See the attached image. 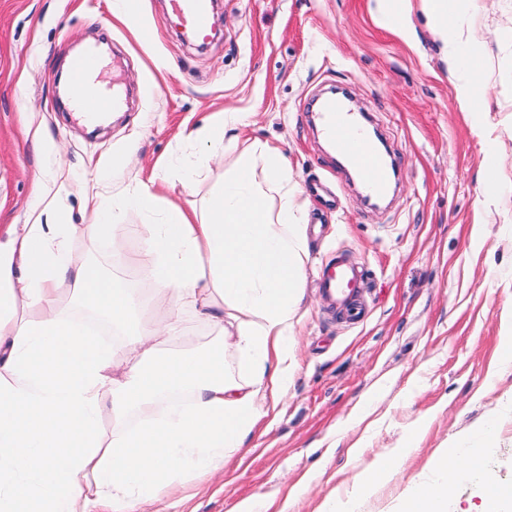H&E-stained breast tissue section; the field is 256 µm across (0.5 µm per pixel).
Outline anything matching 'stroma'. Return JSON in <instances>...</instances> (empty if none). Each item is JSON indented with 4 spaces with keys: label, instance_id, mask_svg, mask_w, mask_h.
<instances>
[{
    "label": "stroma",
    "instance_id": "35a3bbf8",
    "mask_svg": "<svg viewBox=\"0 0 512 512\" xmlns=\"http://www.w3.org/2000/svg\"><path fill=\"white\" fill-rule=\"evenodd\" d=\"M169 0H141L146 29L112 13V0H0V233L9 225L73 224L76 261L149 290L150 309L178 310L179 347L213 332L131 264L147 215L112 209L166 163L205 157L207 177L169 175L155 193L200 208L243 154L266 145L288 161L308 197V270L291 338L288 389L221 472L190 479L186 494L144 512H400L409 488L446 481L448 512H478L487 484H512V367L500 336L512 324V0H477L468 20L484 59V110L462 112L446 44L423 0L383 22L377 0H217L216 33L184 41ZM104 48L99 79L125 84L127 109L100 130L80 122L64 66L81 47ZM338 88L382 135L399 171L390 202L366 204L341 158L317 136V98ZM236 112L216 154L184 132ZM51 149L38 153L36 140ZM495 154V187L484 178ZM65 185L51 207L39 187ZM133 230L100 245L94 207ZM348 256L367 274V313L356 324L326 310L317 270ZM417 434L414 447L406 439ZM483 445L478 468L464 448ZM402 455L398 474L369 493L359 480ZM447 457L448 472L435 463Z\"/></svg>",
    "mask_w": 512,
    "mask_h": 512
}]
</instances>
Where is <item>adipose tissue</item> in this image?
<instances>
[{"label": "adipose tissue", "mask_w": 512, "mask_h": 512, "mask_svg": "<svg viewBox=\"0 0 512 512\" xmlns=\"http://www.w3.org/2000/svg\"><path fill=\"white\" fill-rule=\"evenodd\" d=\"M472 0H427L461 72L460 107L483 109L482 59L464 31ZM278 196L270 209L266 201ZM306 200L275 149L243 156L201 212L168 204L135 264L217 331L175 348L169 312L115 345L58 303L59 284L113 329L142 308L139 291L66 247L68 225L25 224L0 243V512H140L180 479L224 466L288 383V338L303 299ZM238 354L224 370V348ZM111 418V431L102 421Z\"/></svg>", "instance_id": "adipose-tissue-1"}]
</instances>
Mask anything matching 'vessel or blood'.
I'll return each instance as SVG.
<instances>
[{
    "label": "vessel or blood",
    "mask_w": 512,
    "mask_h": 512,
    "mask_svg": "<svg viewBox=\"0 0 512 512\" xmlns=\"http://www.w3.org/2000/svg\"><path fill=\"white\" fill-rule=\"evenodd\" d=\"M172 12L180 26L195 38L204 40L211 30L209 0H170ZM96 65L94 52H86L73 60L70 68L71 93L77 106L86 113H99L107 105H120V96L106 98L92 81ZM323 132L356 165L367 192L383 195L390 184L391 171L375 143L366 139L360 127L352 122L336 98L322 100L320 105ZM319 290L327 308L339 312L352 322L365 314L364 279L361 270L343 256L337 255L318 270Z\"/></svg>",
    "instance_id": "obj_1"
}]
</instances>
